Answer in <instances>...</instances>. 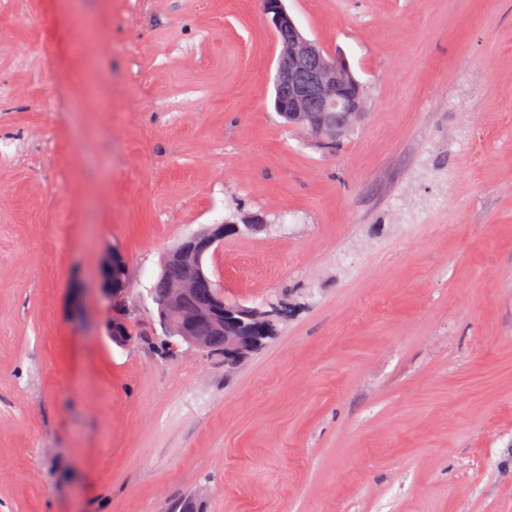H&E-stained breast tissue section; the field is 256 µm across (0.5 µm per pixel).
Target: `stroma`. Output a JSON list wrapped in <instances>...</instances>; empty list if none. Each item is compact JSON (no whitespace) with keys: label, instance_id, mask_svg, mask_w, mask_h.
<instances>
[{"label":"stroma","instance_id":"obj_1","mask_svg":"<svg viewBox=\"0 0 512 512\" xmlns=\"http://www.w3.org/2000/svg\"><path fill=\"white\" fill-rule=\"evenodd\" d=\"M285 6L363 86L336 143L260 0H0V512H512V0ZM252 215L207 270L287 319L169 347L165 255ZM126 276V264L122 255L116 250L110 251L102 274L103 294L109 308L117 295L125 292Z\"/></svg>","mask_w":512,"mask_h":512}]
</instances>
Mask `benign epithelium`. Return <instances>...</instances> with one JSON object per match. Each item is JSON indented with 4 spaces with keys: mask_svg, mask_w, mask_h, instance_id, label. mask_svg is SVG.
I'll list each match as a JSON object with an SVG mask.
<instances>
[{
    "mask_svg": "<svg viewBox=\"0 0 512 512\" xmlns=\"http://www.w3.org/2000/svg\"><path fill=\"white\" fill-rule=\"evenodd\" d=\"M261 18L280 42L275 88L278 114L288 120H307L317 134L329 140L346 136L362 116V86L345 58L332 56L307 38L288 14L283 0H261ZM263 228L255 217L250 224H212L204 232L184 240L165 259V265L191 267L194 273L173 281L158 299L160 327L180 342L197 349L207 348L204 326L224 335V363L237 364L257 351L269 338L274 318L282 311L231 302L215 289L199 309L183 308V301L200 288L210 287L203 259L224 238ZM126 264L120 253L109 252L103 269V294L107 302L125 292Z\"/></svg>",
    "mask_w": 512,
    "mask_h": 512,
    "instance_id": "benign-epithelium-1",
    "label": "benign epithelium"
}]
</instances>
